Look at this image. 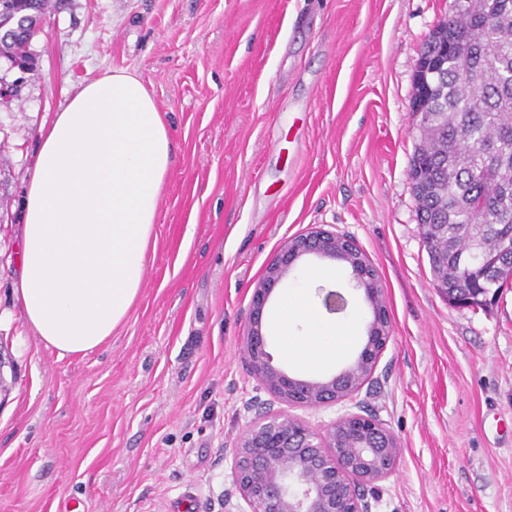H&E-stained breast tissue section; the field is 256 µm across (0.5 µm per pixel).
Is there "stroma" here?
<instances>
[{"label":"stroma","mask_w":512,"mask_h":512,"mask_svg":"<svg viewBox=\"0 0 512 512\" xmlns=\"http://www.w3.org/2000/svg\"><path fill=\"white\" fill-rule=\"evenodd\" d=\"M452 0H65L27 76L0 58V512H224L234 446L267 392L243 354L252 295L328 224L376 267L391 337L353 400L397 437L372 512H512V286L437 290L409 176L422 45ZM135 74L174 147L155 260L97 349L58 356L20 315L21 202L38 129L91 80ZM282 142L272 148L271 129ZM371 317L349 273L309 282Z\"/></svg>","instance_id":"stroma-1"}]
</instances>
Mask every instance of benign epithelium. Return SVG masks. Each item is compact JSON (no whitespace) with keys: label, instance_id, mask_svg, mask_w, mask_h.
<instances>
[{"label":"benign epithelium","instance_id":"benign-epithelium-1","mask_svg":"<svg viewBox=\"0 0 512 512\" xmlns=\"http://www.w3.org/2000/svg\"><path fill=\"white\" fill-rule=\"evenodd\" d=\"M311 255L345 266L372 313L359 354L338 372L320 377L299 376L275 362L262 329L274 288ZM389 339L383 288L354 237L319 225L290 239L267 264L252 296L244 357L272 399L248 405L255 418L239 438L232 459L234 490L247 512H371L365 487L393 475L401 454L387 424L362 410L347 412L317 430L290 409L352 399L375 373Z\"/></svg>","mask_w":512,"mask_h":512}]
</instances>
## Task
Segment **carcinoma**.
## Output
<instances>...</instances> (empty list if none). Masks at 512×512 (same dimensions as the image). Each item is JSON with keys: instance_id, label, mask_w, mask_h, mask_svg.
<instances>
[{"instance_id": "1", "label": "carcinoma", "mask_w": 512, "mask_h": 512, "mask_svg": "<svg viewBox=\"0 0 512 512\" xmlns=\"http://www.w3.org/2000/svg\"><path fill=\"white\" fill-rule=\"evenodd\" d=\"M45 0H0V58L33 69V35ZM469 40L465 65L447 61L440 45ZM433 81L419 95L421 144L410 176L420 224H435L433 237L448 251L425 243L434 283L472 307L488 305L508 285L505 274L487 283L470 256L483 239L500 260L498 242L512 240V0H461L424 42Z\"/></svg>"}]
</instances>
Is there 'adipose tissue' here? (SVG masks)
Returning a JSON list of instances; mask_svg holds the SVG:
<instances>
[{
	"instance_id": "obj_1",
	"label": "adipose tissue",
	"mask_w": 512,
	"mask_h": 512,
	"mask_svg": "<svg viewBox=\"0 0 512 512\" xmlns=\"http://www.w3.org/2000/svg\"><path fill=\"white\" fill-rule=\"evenodd\" d=\"M174 160L168 129L142 82L113 72L84 85L41 126L22 203V274L15 294L38 340L59 356L108 340L140 294L159 200ZM304 270L284 289L270 329L289 362L318 368L359 335L325 321Z\"/></svg>"
}]
</instances>
